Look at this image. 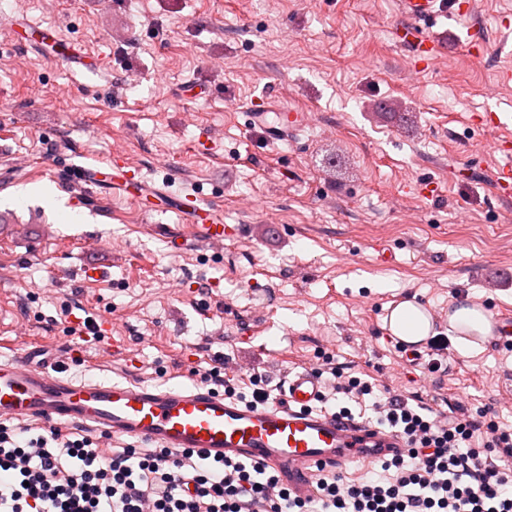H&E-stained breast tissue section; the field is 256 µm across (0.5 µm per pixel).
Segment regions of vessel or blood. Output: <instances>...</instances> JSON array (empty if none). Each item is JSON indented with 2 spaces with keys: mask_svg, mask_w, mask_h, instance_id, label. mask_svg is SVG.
Instances as JSON below:
<instances>
[{
  "mask_svg": "<svg viewBox=\"0 0 512 512\" xmlns=\"http://www.w3.org/2000/svg\"><path fill=\"white\" fill-rule=\"evenodd\" d=\"M406 25L397 32L417 46L416 64L427 69L440 47L425 32L439 17L471 18L472 0H397ZM247 120L269 139H287L306 123V114L278 108L276 114L250 107ZM199 243L224 238L211 209L188 201L180 208ZM320 391L312 370L288 377L280 402L249 405L200 385L159 386L123 378L77 379L43 347L30 345L9 359L0 358V421L48 420L112 439L133 438L160 448L190 449L217 460L239 457L275 470L293 495L315 494V465L368 463L404 453L401 436L375 426L341 421L311 411Z\"/></svg>",
  "mask_w": 512,
  "mask_h": 512,
  "instance_id": "1",
  "label": "vessel or blood"
}]
</instances>
